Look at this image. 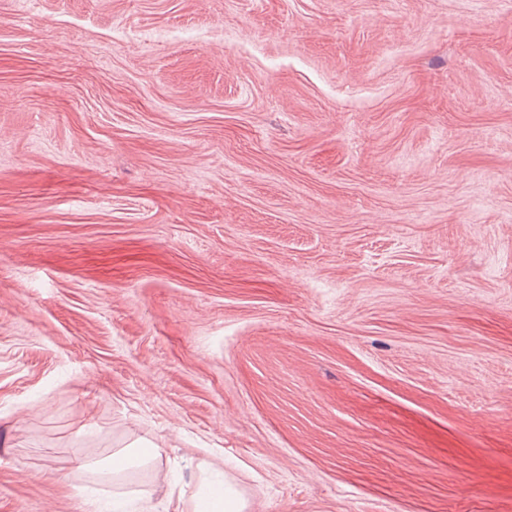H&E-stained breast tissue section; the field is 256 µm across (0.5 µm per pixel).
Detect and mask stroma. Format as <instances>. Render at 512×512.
Returning a JSON list of instances; mask_svg holds the SVG:
<instances>
[{"label":"stroma","mask_w":512,"mask_h":512,"mask_svg":"<svg viewBox=\"0 0 512 512\" xmlns=\"http://www.w3.org/2000/svg\"><path fill=\"white\" fill-rule=\"evenodd\" d=\"M221 479L512 512V0H0V512ZM159 455V448L133 447L112 454L111 466L114 475L124 474L135 467L151 464Z\"/></svg>","instance_id":"1"}]
</instances>
